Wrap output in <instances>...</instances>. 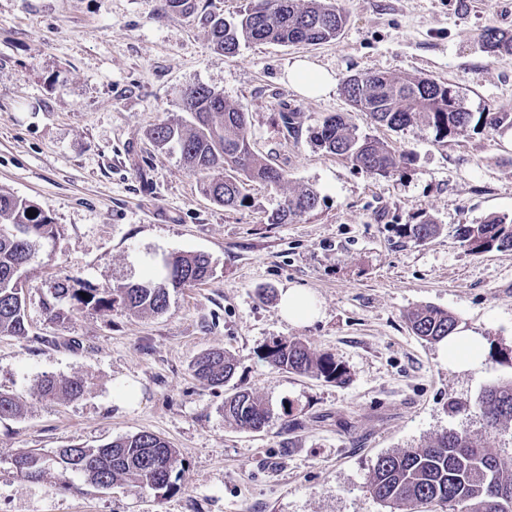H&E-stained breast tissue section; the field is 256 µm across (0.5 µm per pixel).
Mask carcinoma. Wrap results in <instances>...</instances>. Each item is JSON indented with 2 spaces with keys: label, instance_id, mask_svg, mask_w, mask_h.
I'll use <instances>...</instances> for the list:
<instances>
[{
  "label": "carcinoma",
  "instance_id": "cac0c4a2",
  "mask_svg": "<svg viewBox=\"0 0 512 512\" xmlns=\"http://www.w3.org/2000/svg\"><path fill=\"white\" fill-rule=\"evenodd\" d=\"M216 50L233 55L241 44L317 45L338 37L347 16L334 0H252L237 19L228 21L211 13L204 17ZM479 48L491 57L512 54V35L487 27L478 36ZM353 109L366 112L378 124L393 130L421 126L437 141L464 132L474 115L459 90L448 100V84L414 76L387 73L353 75L343 84ZM190 102H182L189 124L164 122L152 132L160 148L179 152L186 168L202 177L203 193L228 208L248 205L245 185L261 181L285 193L281 208L268 216L270 224H286L314 211L317 193L308 187H288L277 167L254 152L246 112L209 88L194 87ZM479 120L497 130L512 128L509 112H485ZM316 145L343 156L354 165L379 176H388L409 158L386 142L366 134L343 115H331L312 130ZM33 216H27V212ZM438 225L429 219L406 224L402 234L423 242ZM58 234L57 225L31 201L0 188V335L26 333L25 288L20 276L42 240ZM458 235L479 255L496 250L512 252V217L491 215L478 224H462ZM210 258L203 253H181L163 258L162 270H150L135 282L98 289L60 287L56 300L70 298L84 306L110 310L116 306L132 314H159L168 306L169 290L202 284L213 277ZM412 333L423 341L439 342L458 327L457 318L432 305L407 315ZM274 367L298 375H312L327 382H341L346 370L330 355L315 356L298 340L276 339L264 351ZM204 384L218 388L234 376L235 365L224 352L209 351L192 366ZM86 389L83 379L59 380L46 376L40 391L49 400H75ZM21 409L17 398L0 392V419L14 417ZM476 413L490 430L512 423V383L486 387L475 404ZM224 418L259 431L270 421V411L247 390L224 399ZM64 471L82 475L94 486L108 488L123 481L140 489H162L171 483L176 451L163 438L138 432L99 448L70 446L57 451ZM16 472L29 479L41 477L42 458L35 449L12 459ZM372 497L389 512H423L440 507L446 512H512V456H503L465 429L450 428L422 448H408L378 457L368 483Z\"/></svg>",
  "mask_w": 512,
  "mask_h": 512
}]
</instances>
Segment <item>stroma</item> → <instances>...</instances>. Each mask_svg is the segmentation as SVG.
<instances>
[{"instance_id": "1", "label": "stroma", "mask_w": 512, "mask_h": 512, "mask_svg": "<svg viewBox=\"0 0 512 512\" xmlns=\"http://www.w3.org/2000/svg\"><path fill=\"white\" fill-rule=\"evenodd\" d=\"M0 0V188L27 199L59 229L25 274L28 332L0 336V391L21 412L0 420V512H386L368 492L381 455L425 446L450 427L512 455V425L490 432L473 405L512 381V252H470L461 224L512 216V140L482 123L436 141L417 126L393 130L353 111L340 89L352 75L386 72L455 85L470 112L512 113V55L491 57L479 32H512V0H338L348 21L317 46L214 50L203 23L231 19L247 0ZM300 59L337 89L306 96L288 82ZM203 85L243 106L253 148L289 186L313 188L315 211L268 223L282 192L246 185L247 207L210 201L178 153L158 148L156 125L183 118L182 93ZM300 115L298 134L280 115ZM334 113L359 133L411 155L390 176L327 153L310 131ZM439 224L417 242L398 225ZM209 256L214 275L172 290L165 312L99 311L54 299L60 283L102 289L140 280L175 253ZM312 292L321 316L292 325L284 290ZM433 305L486 341L479 368L448 367L438 344L414 336L408 311ZM296 339L347 370L343 382L297 375L263 357ZM220 349L236 365L224 387L192 364ZM80 377L73 401L41 396L43 376ZM252 391L269 407L254 432L224 417V399ZM465 407L449 415L448 400ZM147 431L180 461L169 487L101 489L60 478L57 449L94 448ZM25 449L43 456L33 481L15 471Z\"/></svg>"}]
</instances>
